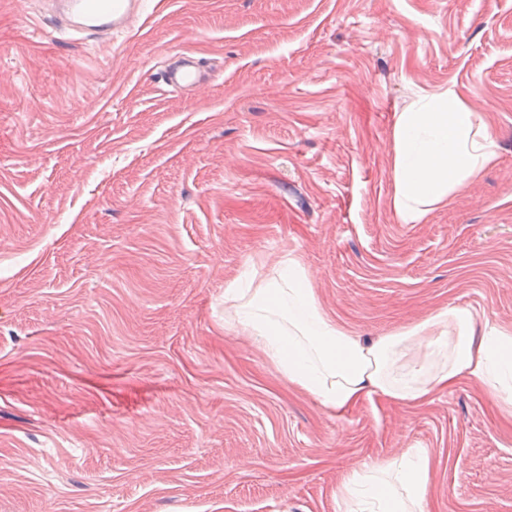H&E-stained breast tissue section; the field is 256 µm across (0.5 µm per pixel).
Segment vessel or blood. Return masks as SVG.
<instances>
[{"label":"vessel or blood","instance_id":"obj_1","mask_svg":"<svg viewBox=\"0 0 512 512\" xmlns=\"http://www.w3.org/2000/svg\"><path fill=\"white\" fill-rule=\"evenodd\" d=\"M41 23L53 33L82 35L84 40L129 34L140 30L151 0H49ZM214 69L188 52L168 53L160 79L167 90L201 94L212 81Z\"/></svg>","mask_w":512,"mask_h":512}]
</instances>
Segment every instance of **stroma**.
<instances>
[{
    "label": "stroma",
    "instance_id": "stroma-1",
    "mask_svg": "<svg viewBox=\"0 0 512 512\" xmlns=\"http://www.w3.org/2000/svg\"><path fill=\"white\" fill-rule=\"evenodd\" d=\"M0 0V512H339L423 448L428 512H512V413L468 380L342 414L224 327L248 259L367 338L445 307L512 326V0H159L66 44ZM173 48L216 69L170 92ZM453 88L496 159L416 224L393 130Z\"/></svg>",
    "mask_w": 512,
    "mask_h": 512
}]
</instances>
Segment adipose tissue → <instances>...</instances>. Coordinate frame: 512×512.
Returning a JSON list of instances; mask_svg holds the SVG:
<instances>
[{
	"instance_id": "adipose-tissue-1",
	"label": "adipose tissue",
	"mask_w": 512,
	"mask_h": 512,
	"mask_svg": "<svg viewBox=\"0 0 512 512\" xmlns=\"http://www.w3.org/2000/svg\"><path fill=\"white\" fill-rule=\"evenodd\" d=\"M393 208L415 224L496 157L484 120L451 90L418 94L394 127ZM224 324L249 337L278 371L340 414L373 395L419 406L471 380L512 409V326L476 329L465 308H444L374 339L356 336L321 307L298 257L282 256L271 279L256 261L224 287ZM426 449L365 462L344 474L340 512H427Z\"/></svg>"
}]
</instances>
